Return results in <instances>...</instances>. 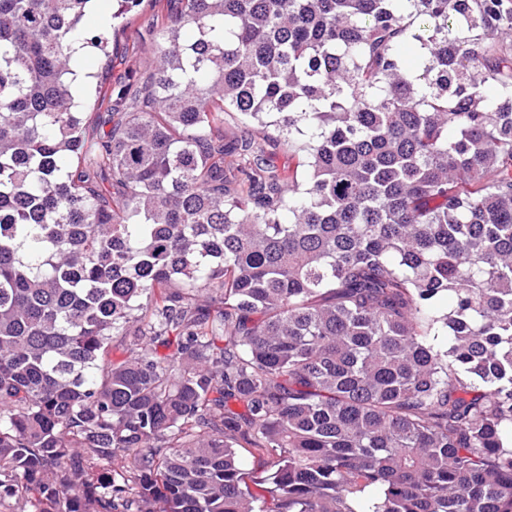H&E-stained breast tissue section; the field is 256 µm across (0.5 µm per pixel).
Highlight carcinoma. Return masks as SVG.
<instances>
[{
	"label": "carcinoma",
	"instance_id": "carcinoma-1",
	"mask_svg": "<svg viewBox=\"0 0 512 512\" xmlns=\"http://www.w3.org/2000/svg\"><path fill=\"white\" fill-rule=\"evenodd\" d=\"M91 2L0 0V508L512 512V0H179L89 138ZM241 461V468L243 469L246 482L252 489L259 488V483H264L263 480L267 478L270 473V461L268 456H262L251 448H238ZM266 486L265 484H262Z\"/></svg>",
	"mask_w": 512,
	"mask_h": 512
}]
</instances>
